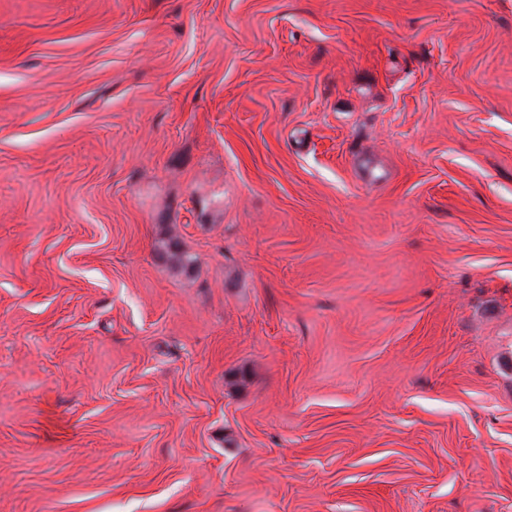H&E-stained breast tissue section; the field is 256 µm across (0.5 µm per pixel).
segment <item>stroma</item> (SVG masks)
Wrapping results in <instances>:
<instances>
[{
	"instance_id": "stroma-1",
	"label": "stroma",
	"mask_w": 512,
	"mask_h": 512,
	"mask_svg": "<svg viewBox=\"0 0 512 512\" xmlns=\"http://www.w3.org/2000/svg\"><path fill=\"white\" fill-rule=\"evenodd\" d=\"M0 512H512V0H0Z\"/></svg>"
}]
</instances>
